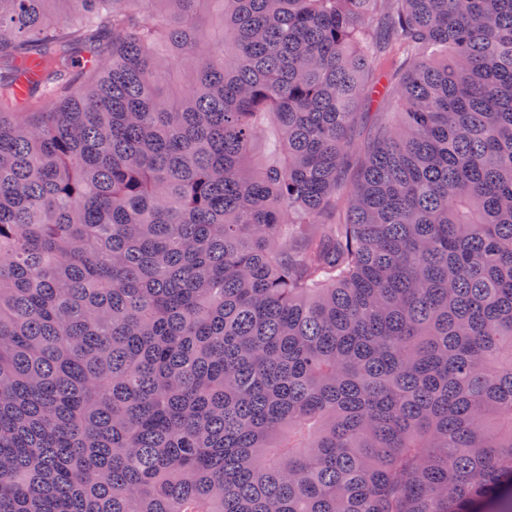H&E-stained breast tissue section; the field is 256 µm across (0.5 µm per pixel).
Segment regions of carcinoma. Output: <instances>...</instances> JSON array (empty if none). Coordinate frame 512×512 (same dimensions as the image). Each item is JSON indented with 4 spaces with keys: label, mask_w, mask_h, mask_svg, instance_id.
<instances>
[{
    "label": "carcinoma",
    "mask_w": 512,
    "mask_h": 512,
    "mask_svg": "<svg viewBox=\"0 0 512 512\" xmlns=\"http://www.w3.org/2000/svg\"><path fill=\"white\" fill-rule=\"evenodd\" d=\"M30 59L0 512H512V0H0ZM397 111V105L391 98L369 95L359 109V112L365 113L362 114V120L355 130V142L358 147H363L369 132L378 122H383L385 117L392 115L391 112Z\"/></svg>",
    "instance_id": "1"
}]
</instances>
